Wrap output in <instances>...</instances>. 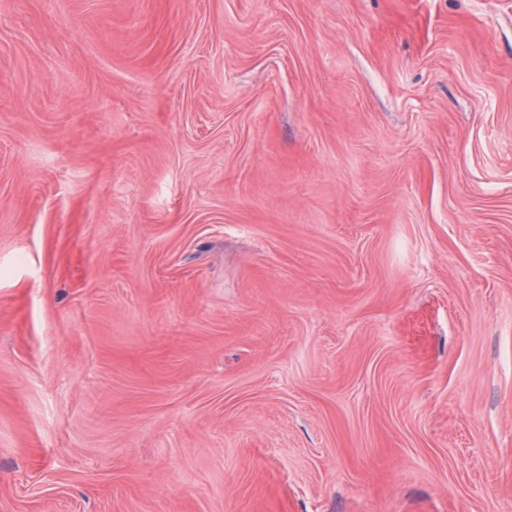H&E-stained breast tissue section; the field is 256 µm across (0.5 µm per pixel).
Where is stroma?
<instances>
[{
	"label": "stroma",
	"instance_id": "obj_1",
	"mask_svg": "<svg viewBox=\"0 0 512 512\" xmlns=\"http://www.w3.org/2000/svg\"><path fill=\"white\" fill-rule=\"evenodd\" d=\"M0 512H512V0H0Z\"/></svg>",
	"mask_w": 512,
	"mask_h": 512
}]
</instances>
